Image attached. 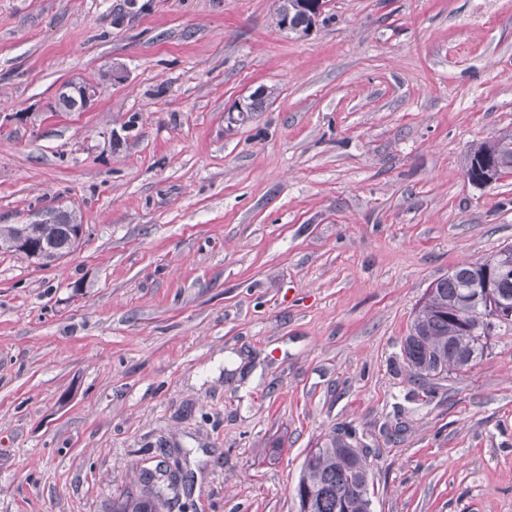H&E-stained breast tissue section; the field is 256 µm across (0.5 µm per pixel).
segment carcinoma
Masks as SVG:
<instances>
[{"label": "carcinoma", "instance_id": "cac0c4a2", "mask_svg": "<svg viewBox=\"0 0 512 512\" xmlns=\"http://www.w3.org/2000/svg\"><path fill=\"white\" fill-rule=\"evenodd\" d=\"M309 0H279L278 17L296 26L306 23ZM497 160L502 173L512 171V139L484 141L465 157V168L478 175L482 162ZM62 219L45 224L0 225V252L19 253L25 241L39 252L48 265L68 255L80 242L77 215L61 213ZM486 266L471 262L455 267L426 290L423 303L415 310L402 354L413 376L419 380L444 378L451 371H463L484 355L485 332H472L476 322L496 299L482 288ZM296 495L312 500L314 512H371L366 458L348 438L334 434L306 455ZM159 492L151 489L112 504V512H158Z\"/></svg>", "mask_w": 512, "mask_h": 512}]
</instances>
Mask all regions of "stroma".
Segmentation results:
<instances>
[{
    "mask_svg": "<svg viewBox=\"0 0 512 512\" xmlns=\"http://www.w3.org/2000/svg\"><path fill=\"white\" fill-rule=\"evenodd\" d=\"M278 6L0 0V224H83L0 253V512L149 472L163 512H297L337 430L372 512H512V325L432 384L402 356L427 288L512 245V172L464 175L512 133V0H326L306 36ZM489 160L491 162L499 160L500 168H493L484 176L482 186H488L498 180L500 170L502 174L512 171V139L501 137L492 141H484L471 149L465 157V168L471 175L477 176L478 171L482 169V161ZM470 174L465 172L466 177L470 181ZM59 215L61 220L47 224L0 225V252L19 253L31 259V253L19 245L24 240L37 249L43 265L68 255L80 242L82 224L78 223L76 214L60 212Z\"/></svg>",
    "mask_w": 512,
    "mask_h": 512,
    "instance_id": "35a3bbf8",
    "label": "stroma"
}]
</instances>
